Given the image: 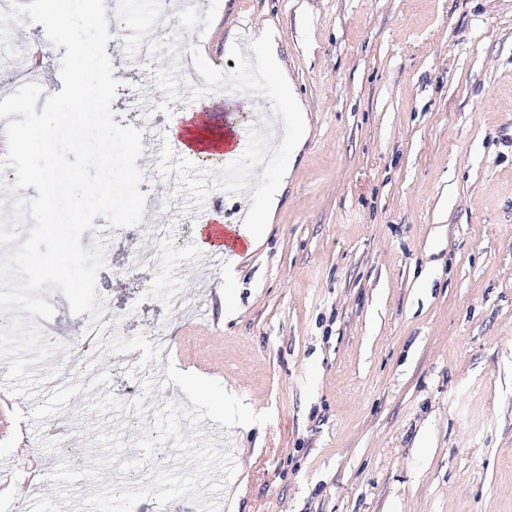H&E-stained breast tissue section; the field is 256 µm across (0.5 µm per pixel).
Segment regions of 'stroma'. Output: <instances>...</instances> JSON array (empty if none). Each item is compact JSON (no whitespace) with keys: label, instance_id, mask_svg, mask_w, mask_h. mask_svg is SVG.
I'll return each instance as SVG.
<instances>
[{"label":"stroma","instance_id":"35a3bbf8","mask_svg":"<svg viewBox=\"0 0 512 512\" xmlns=\"http://www.w3.org/2000/svg\"><path fill=\"white\" fill-rule=\"evenodd\" d=\"M125 33L106 51L128 96L161 99L152 120L186 104L194 72L171 80L172 46L199 48L218 69L232 46L265 30L284 63L306 132L292 154L273 217L232 281L202 258L184 194L166 195L145 144L139 189L153 193L154 224L121 229L113 258L159 262L116 278L96 275L124 327V351L147 358L145 385L105 356L104 390L75 382L41 392L42 418H82L78 440L120 431L134 444L165 402L166 368L218 380L263 425L203 427L232 454L221 512H512V0H208L179 30L157 0H124ZM25 68L45 35L7 24ZM156 51L139 60L137 46ZM185 296L192 310L166 303ZM52 337L69 371L85 343L83 317L55 311ZM164 327L168 353L153 357ZM27 400L0 397V463L13 470L0 502L14 500L21 467L66 462L63 449L20 424ZM51 481L23 500L53 496Z\"/></svg>","mask_w":512,"mask_h":512}]
</instances>
